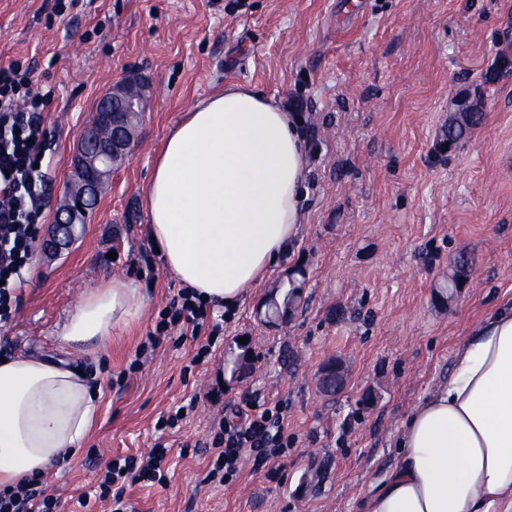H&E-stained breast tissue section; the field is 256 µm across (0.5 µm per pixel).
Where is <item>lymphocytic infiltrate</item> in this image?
<instances>
[{
  "label": "lymphocytic infiltrate",
  "mask_w": 512,
  "mask_h": 512,
  "mask_svg": "<svg viewBox=\"0 0 512 512\" xmlns=\"http://www.w3.org/2000/svg\"><path fill=\"white\" fill-rule=\"evenodd\" d=\"M46 105L47 96L34 88L29 71L12 64L0 67V320L11 312L14 290L36 236L35 219L44 204L34 165L45 146ZM177 327L195 338L205 331L218 334L222 325L207 302L183 288L159 312L149 333L150 342L159 343ZM292 445L287 401L269 403L250 397L234 416L219 422L211 442L213 469L229 478L238 473L243 455L252 456L254 466L260 467L286 456ZM166 457V448L160 446L142 459L112 457L97 481L99 500H112V512H136L132 503L114 493V486L138 481L163 483ZM59 507L57 498L34 483L0 490V512H59Z\"/></svg>",
  "instance_id": "lymphocytic-infiltrate-1"
}]
</instances>
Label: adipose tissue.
<instances>
[{
  "mask_svg": "<svg viewBox=\"0 0 512 512\" xmlns=\"http://www.w3.org/2000/svg\"><path fill=\"white\" fill-rule=\"evenodd\" d=\"M305 168L299 120L274 98L229 82L196 104L145 188L148 236L166 271L205 301L238 306L299 236ZM140 306L123 280L95 288L60 328L61 349L106 351ZM101 402L68 360L0 357V488L77 456ZM397 446L364 512H512V305L488 312Z\"/></svg>",
  "mask_w": 512,
  "mask_h": 512,
  "instance_id": "ef3b65f1",
  "label": "adipose tissue"
}]
</instances>
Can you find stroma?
Returning a JSON list of instances; mask_svg holds the SVG:
<instances>
[{
    "mask_svg": "<svg viewBox=\"0 0 512 512\" xmlns=\"http://www.w3.org/2000/svg\"><path fill=\"white\" fill-rule=\"evenodd\" d=\"M11 63L51 93L41 239L100 97L133 78L149 105L75 238L51 256L33 250L0 322L1 356H65L102 383L92 437L47 480L63 512H102L77 502L102 465L159 443L167 483L125 486L137 512H359L398 461L404 421L447 383L487 311L512 299V0H0V66ZM228 82L300 119V235L238 307H215L219 336L151 348L180 284L147 238L143 191L172 127ZM459 97L481 103L482 119L450 150ZM462 254L470 276L452 290ZM295 277L300 308L266 323L268 300ZM115 278L138 288L139 316L106 353L63 354L65 317ZM332 359L344 384L329 395L318 373ZM237 361L246 373H232ZM248 395L287 399L294 444L277 472L248 463L232 481L210 476L218 420Z\"/></svg>",
    "mask_w": 512,
    "mask_h": 512,
    "instance_id": "1",
    "label": "stroma"
}]
</instances>
